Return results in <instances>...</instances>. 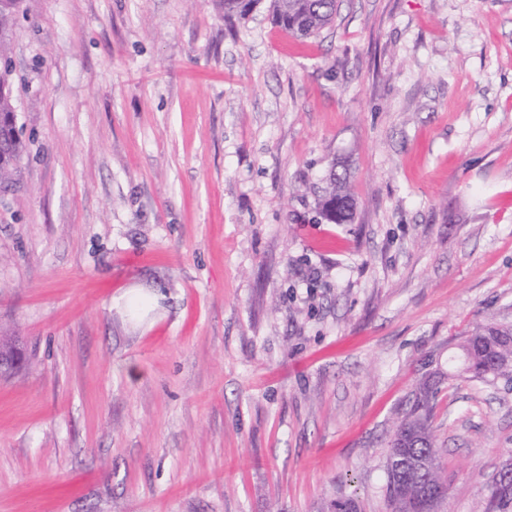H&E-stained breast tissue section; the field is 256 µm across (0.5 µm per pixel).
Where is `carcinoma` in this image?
Masks as SVG:
<instances>
[{
  "instance_id": "obj_1",
  "label": "carcinoma",
  "mask_w": 512,
  "mask_h": 512,
  "mask_svg": "<svg viewBox=\"0 0 512 512\" xmlns=\"http://www.w3.org/2000/svg\"><path fill=\"white\" fill-rule=\"evenodd\" d=\"M224 13L245 15L261 0H223ZM338 0H270L275 21L296 38L304 39L330 25L336 16ZM20 0H9L0 9V65L10 67L8 43ZM0 185L11 182L23 156L21 138L9 128L0 131ZM321 212L334 224L353 219L354 202L348 189V174L331 170L329 187L320 199ZM461 372L479 381L501 382L512 388V326L482 325L462 337L458 345ZM441 378L420 382L388 441L385 494L391 512H418L421 492L438 491L428 504L436 512L448 490V474L440 464L432 429L433 410L441 392ZM486 512H512V485L503 486L498 477L488 485Z\"/></svg>"
}]
</instances>
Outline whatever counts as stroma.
I'll return each mask as SVG.
<instances>
[{
  "instance_id": "35a3bbf8",
  "label": "stroma",
  "mask_w": 512,
  "mask_h": 512,
  "mask_svg": "<svg viewBox=\"0 0 512 512\" xmlns=\"http://www.w3.org/2000/svg\"><path fill=\"white\" fill-rule=\"evenodd\" d=\"M0 186V512H389L418 382L512 325V0H22ZM350 166L354 219L318 202ZM440 512H484L512 390L456 376ZM338 0H271L275 21L296 38L304 39L330 25ZM3 147L0 150V185L11 182L14 173L17 171L18 164L23 156L24 145L20 134L17 138L13 137L9 128L4 127L0 132Z\"/></svg>"
}]
</instances>
